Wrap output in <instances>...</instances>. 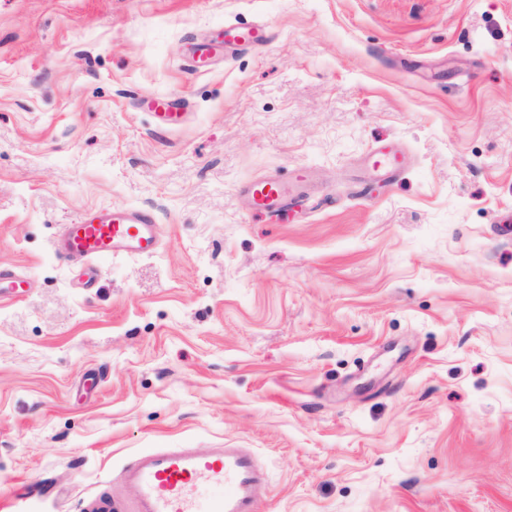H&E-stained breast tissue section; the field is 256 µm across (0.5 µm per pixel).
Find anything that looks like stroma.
Listing matches in <instances>:
<instances>
[{"instance_id":"stroma-1","label":"stroma","mask_w":512,"mask_h":512,"mask_svg":"<svg viewBox=\"0 0 512 512\" xmlns=\"http://www.w3.org/2000/svg\"><path fill=\"white\" fill-rule=\"evenodd\" d=\"M113 206L161 247L90 284L52 244ZM222 446L257 512H512V0H0V501ZM401 165V158L392 147H382L373 151L372 167L376 171L395 177ZM249 195L254 211L270 221H280L291 200L288 182L276 177L251 183Z\"/></svg>"}]
</instances>
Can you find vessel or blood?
Instances as JSON below:
<instances>
[{
    "instance_id": "b4317fda",
    "label": "vessel or blood",
    "mask_w": 512,
    "mask_h": 512,
    "mask_svg": "<svg viewBox=\"0 0 512 512\" xmlns=\"http://www.w3.org/2000/svg\"><path fill=\"white\" fill-rule=\"evenodd\" d=\"M402 165L390 147L374 150L373 169L396 176ZM254 211L267 220H281L291 192L276 177L251 183ZM161 228L144 208L100 210L64 225L55 252L64 262L96 269L117 256L156 254ZM122 483L135 491L128 512H256L270 486L261 458L248 448H157L137 454L120 472Z\"/></svg>"
}]
</instances>
